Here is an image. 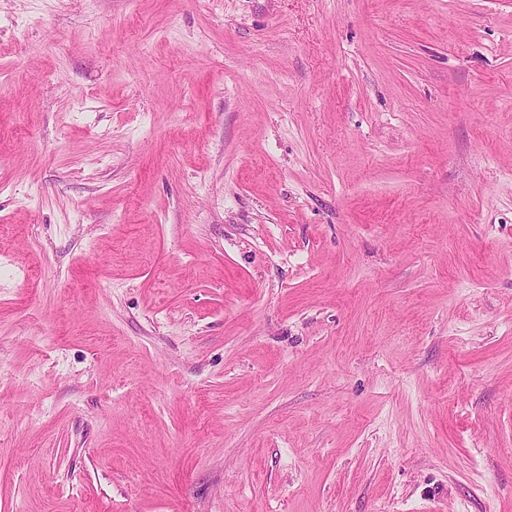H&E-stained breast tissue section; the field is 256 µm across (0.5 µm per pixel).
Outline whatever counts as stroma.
<instances>
[{
    "instance_id": "35a3bbf8",
    "label": "stroma",
    "mask_w": 512,
    "mask_h": 512,
    "mask_svg": "<svg viewBox=\"0 0 512 512\" xmlns=\"http://www.w3.org/2000/svg\"><path fill=\"white\" fill-rule=\"evenodd\" d=\"M0 512H512V0H0Z\"/></svg>"
}]
</instances>
